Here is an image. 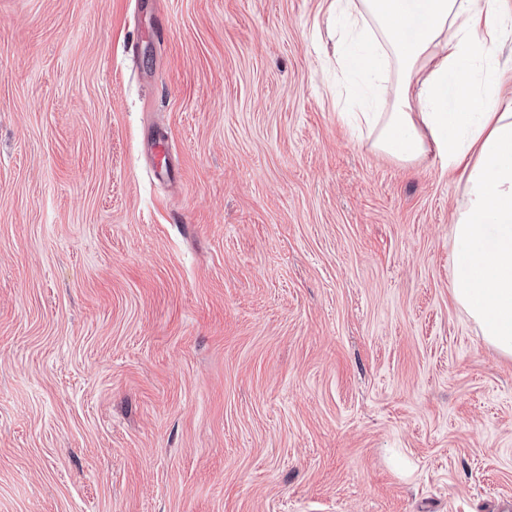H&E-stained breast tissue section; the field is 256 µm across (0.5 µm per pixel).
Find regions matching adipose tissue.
<instances>
[{
  "label": "adipose tissue",
  "mask_w": 512,
  "mask_h": 512,
  "mask_svg": "<svg viewBox=\"0 0 512 512\" xmlns=\"http://www.w3.org/2000/svg\"><path fill=\"white\" fill-rule=\"evenodd\" d=\"M346 18L353 79L345 117L400 163L436 154L464 180L451 227L455 304L484 342L512 357V99L500 94L498 48L512 0H325Z\"/></svg>",
  "instance_id": "ef3b65f1"
}]
</instances>
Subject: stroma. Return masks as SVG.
I'll use <instances>...</instances> for the list:
<instances>
[{"mask_svg":"<svg viewBox=\"0 0 512 512\" xmlns=\"http://www.w3.org/2000/svg\"><path fill=\"white\" fill-rule=\"evenodd\" d=\"M339 47L324 0H0V512H506L463 182L353 136Z\"/></svg>","mask_w":512,"mask_h":512,"instance_id":"35a3bbf8","label":"stroma"}]
</instances>
